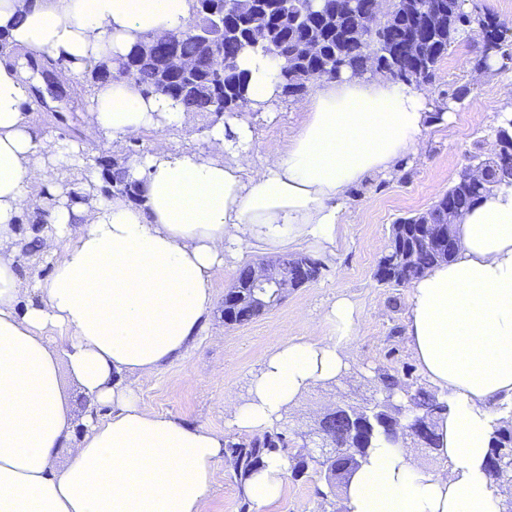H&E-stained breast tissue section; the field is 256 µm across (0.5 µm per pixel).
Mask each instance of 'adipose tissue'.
Segmentation results:
<instances>
[{
  "label": "adipose tissue",
  "instance_id": "obj_1",
  "mask_svg": "<svg viewBox=\"0 0 512 512\" xmlns=\"http://www.w3.org/2000/svg\"><path fill=\"white\" fill-rule=\"evenodd\" d=\"M192 0H0V31L33 56L79 72L125 56L142 38L186 29ZM248 75L239 111L208 135V150L157 145L129 169L145 197L69 204L47 172L73 150L47 145L30 120L28 73L0 61V512H200L224 458V437L145 411L137 384L180 357L201 335L211 280L245 244L283 250L336 245L351 188L394 171L424 146L436 107L417 84L346 72L323 79L303 103L285 151L255 165L250 116L270 113L279 67L255 50L238 58ZM87 135L114 146L144 130L183 126L174 101L116 79L95 89ZM51 208L42 232L52 269L20 272L14 243L24 214ZM453 258L411 286L406 334L420 371L448 413L438 458L449 470L406 459L379 442L350 478L345 512H498L484 468L494 404L512 401V186L484 196L456 220ZM359 311L337 297L320 340L282 342L265 357L229 427L258 433L277 423L315 381L347 371ZM72 380L106 418L86 416L75 436L65 392ZM63 467H55L59 453ZM287 459L273 455L246 482L258 508L282 495Z\"/></svg>",
  "mask_w": 512,
  "mask_h": 512
}]
</instances>
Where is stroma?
I'll list each match as a JSON object with an SVG mask.
<instances>
[{"label": "stroma", "instance_id": "35a3bbf8", "mask_svg": "<svg viewBox=\"0 0 512 512\" xmlns=\"http://www.w3.org/2000/svg\"><path fill=\"white\" fill-rule=\"evenodd\" d=\"M480 46L475 32L464 33L425 84L440 114L424 134L423 151L401 159L391 174L350 190L336 246L322 254L324 269L317 281L291 291L282 304L252 322L228 326L225 289L242 262L264 259L265 254L245 249L242 260L227 261L216 272L207 330L189 343L181 358L159 367L140 384V401L147 411L233 436L227 424V399L245 395L252 376L279 343L293 337L321 338L325 333L322 313L340 295L352 298L360 308L357 334L347 350L346 377L312 383L284 413L280 427L292 435L306 432L332 403L345 400L363 405L372 394L367 380L380 370L425 384L405 334L411 289L378 283L374 271L396 219L430 208L473 164L475 155L489 152L499 113L512 110V102L500 96L501 86L512 84V55L497 59L494 69L477 81L473 62ZM461 87L469 93L459 101L454 93ZM302 118L301 101L287 96L272 114L253 117L255 163L283 150ZM138 139L146 153L159 140L173 151L201 154L206 150V131L198 116L180 128L140 132ZM230 472L227 462L215 465L201 512H240L241 496ZM320 482L319 473L312 470L298 478L285 475L280 499L263 509L250 506L249 512H321V500L314 493Z\"/></svg>", "mask_w": 512, "mask_h": 512}]
</instances>
